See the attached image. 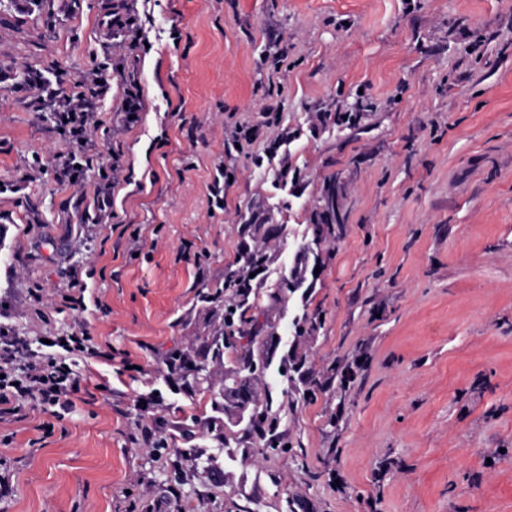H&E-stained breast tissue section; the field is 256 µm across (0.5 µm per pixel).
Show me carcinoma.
<instances>
[{
	"instance_id": "cac0c4a2",
	"label": "carcinoma",
	"mask_w": 512,
	"mask_h": 512,
	"mask_svg": "<svg viewBox=\"0 0 512 512\" xmlns=\"http://www.w3.org/2000/svg\"><path fill=\"white\" fill-rule=\"evenodd\" d=\"M338 187L332 181L326 189L323 204L313 212L309 230L312 241L318 242L324 233L334 224L340 223L336 209ZM266 267L265 254L256 248L246 247L238 255L235 265L224 273V326L217 330L207 345L206 352L211 358L221 360L224 355L232 357V365L224 373V388L233 387L245 375L257 380L271 364L267 343L253 347L255 337H247V327L252 325L254 318L248 312L258 307L262 298V282L256 280ZM298 337L311 336L321 328V321L316 316L302 314L293 323ZM249 338L247 344L241 339ZM168 374L187 381V386L207 381V364L203 361H192L188 358L170 360L167 364ZM282 373L291 381L304 387V392H311L321 386L317 376L307 366V355L294 354L289 362L283 363ZM280 407L276 406L272 394H267L261 403L254 402L255 421L249 428V435L264 441V446L274 450L279 447L276 430L279 423Z\"/></svg>"
}]
</instances>
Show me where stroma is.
I'll use <instances>...</instances> for the list:
<instances>
[{
	"instance_id": "1",
	"label": "stroma",
	"mask_w": 512,
	"mask_h": 512,
	"mask_svg": "<svg viewBox=\"0 0 512 512\" xmlns=\"http://www.w3.org/2000/svg\"><path fill=\"white\" fill-rule=\"evenodd\" d=\"M100 14L50 0L36 26L0 0V326L98 349L63 419L0 414V512H512V0H147L146 107L120 125L108 71L86 176L62 185L27 166L68 144L12 79L72 90L104 61ZM114 153L112 217L84 223ZM332 179L343 222L301 251ZM247 246L264 288L302 278L256 311L277 358L349 369L308 397L277 363L258 378L288 408L274 451L214 411L228 361L190 393L166 369L223 325L200 295Z\"/></svg>"
}]
</instances>
